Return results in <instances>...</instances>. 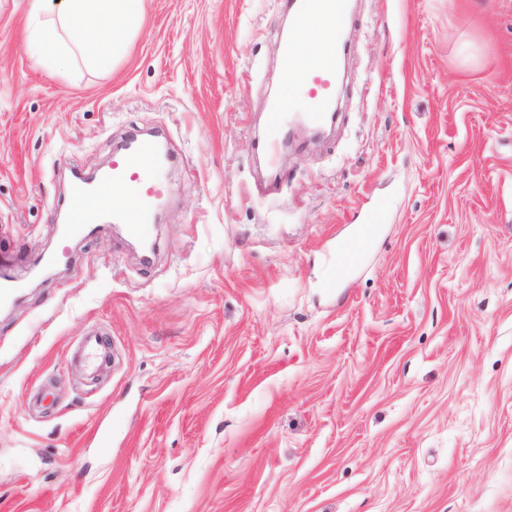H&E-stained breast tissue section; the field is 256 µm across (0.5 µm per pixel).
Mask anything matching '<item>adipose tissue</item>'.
Listing matches in <instances>:
<instances>
[{
    "instance_id": "ef3b65f1",
    "label": "adipose tissue",
    "mask_w": 512,
    "mask_h": 512,
    "mask_svg": "<svg viewBox=\"0 0 512 512\" xmlns=\"http://www.w3.org/2000/svg\"><path fill=\"white\" fill-rule=\"evenodd\" d=\"M45 0H29L32 25L26 43L35 65L63 72L75 62L97 72L112 70L124 58L144 17V0H64L47 13ZM335 22L297 31L294 49L307 60L335 52Z\"/></svg>"
}]
</instances>
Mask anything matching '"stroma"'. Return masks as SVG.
<instances>
[{
  "label": "stroma",
  "instance_id": "stroma-1",
  "mask_svg": "<svg viewBox=\"0 0 512 512\" xmlns=\"http://www.w3.org/2000/svg\"><path fill=\"white\" fill-rule=\"evenodd\" d=\"M285 16L145 0L112 71L50 75L0 0V254L70 253L0 316V512H512V0H355L335 128L268 175ZM141 130L175 158L152 263L63 242L67 173ZM382 213L377 207H369L365 213V236L362 238L361 245L355 252H339L337 257V270L339 274H344L352 267L357 265L360 255L368 243V234L373 230V226L380 224ZM110 357L109 347L97 335L86 336L83 343V358L88 369L95 372Z\"/></svg>",
  "mask_w": 512,
  "mask_h": 512
}]
</instances>
